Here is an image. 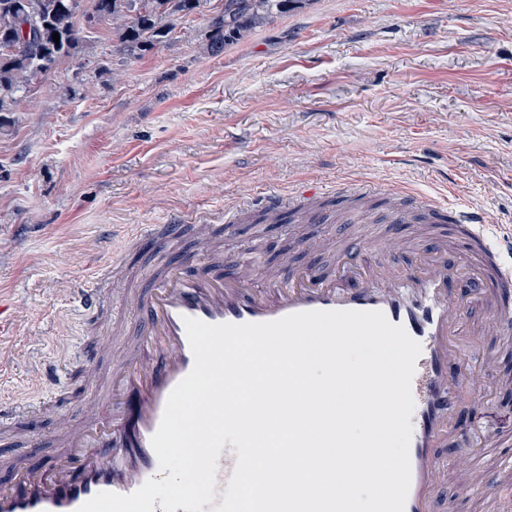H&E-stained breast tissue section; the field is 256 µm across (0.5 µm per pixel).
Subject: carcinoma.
Wrapping results in <instances>:
<instances>
[{
  "label": "carcinoma",
  "mask_w": 512,
  "mask_h": 512,
  "mask_svg": "<svg viewBox=\"0 0 512 512\" xmlns=\"http://www.w3.org/2000/svg\"><path fill=\"white\" fill-rule=\"evenodd\" d=\"M298 3L224 0V11L218 13L211 0H0V130L12 125L13 112L32 81L46 74L45 62L85 52L88 27L112 23L115 51L141 58L169 43L179 20L198 14L207 17L209 28L204 51L214 56ZM28 20L40 26L37 38L26 50H8L23 35ZM55 33L60 36L57 43Z\"/></svg>",
  "instance_id": "1"
}]
</instances>
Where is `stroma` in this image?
Returning <instances> with one entry per match:
<instances>
[{"instance_id":"obj_1","label":"stroma","mask_w":512,"mask_h":512,"mask_svg":"<svg viewBox=\"0 0 512 512\" xmlns=\"http://www.w3.org/2000/svg\"><path fill=\"white\" fill-rule=\"evenodd\" d=\"M178 30L134 59L97 25L88 53L38 77L0 131V294L23 308L0 390L28 397L41 357L81 351L28 423L39 439L112 372L69 292L100 275L124 231L215 213L225 251L258 245L268 269L315 225L238 224L232 207L351 180L512 225V0H307L216 57L202 52L205 17ZM85 360L97 380L78 377ZM461 414L512 435L511 392L471 394ZM505 476L493 454L449 470L455 512H484Z\"/></svg>"}]
</instances>
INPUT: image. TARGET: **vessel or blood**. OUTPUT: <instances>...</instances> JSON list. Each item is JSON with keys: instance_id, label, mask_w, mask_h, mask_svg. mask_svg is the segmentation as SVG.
Returning <instances> with one entry per match:
<instances>
[{"instance_id": "1", "label": "vessel or blood", "mask_w": 512, "mask_h": 512, "mask_svg": "<svg viewBox=\"0 0 512 512\" xmlns=\"http://www.w3.org/2000/svg\"><path fill=\"white\" fill-rule=\"evenodd\" d=\"M324 191L303 190L301 197L269 193L254 197L253 207L270 218L321 203ZM389 231L372 239L351 238L334 249L329 270L296 267L283 254L262 288H254L253 259L225 255L214 247L217 225L198 216L149 225L130 234L125 248L149 243L157 262L141 284L112 281L109 289L92 284L77 289L75 302L86 322L102 327L98 354L112 361L103 392L88 399L80 420L59 421L54 432L62 447L43 457L40 441L30 443L23 463H0V512H78L102 491L128 495L149 479L162 480L151 445L169 394L192 370L185 318L209 324L261 323L306 311H379L403 326L422 351L411 382L415 407L409 447L411 484L404 512H449L444 495L448 462L439 449L448 438L474 450L459 462L473 468L490 449L512 447L476 429L459 416L466 389H480L495 367L498 351L487 335L512 337V232L493 236L477 211L449 208L425 195L393 198ZM424 223L428 247L398 232L401 224ZM200 247L180 258L185 236ZM491 312L488 327L461 330L463 306ZM137 326L140 340L129 356L113 354V338ZM236 449L224 444L217 460L214 500L221 505L237 464ZM486 512H512V482L491 489Z\"/></svg>"}]
</instances>
